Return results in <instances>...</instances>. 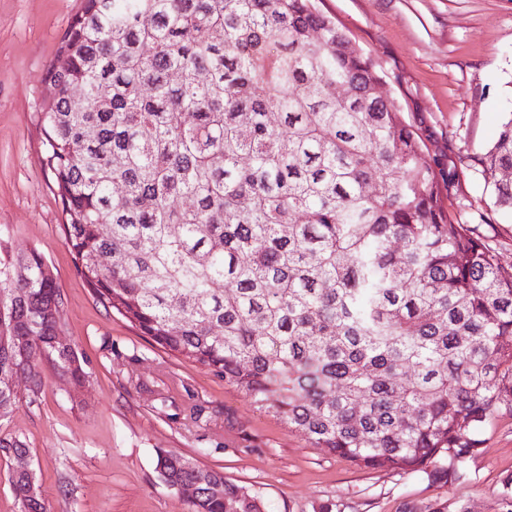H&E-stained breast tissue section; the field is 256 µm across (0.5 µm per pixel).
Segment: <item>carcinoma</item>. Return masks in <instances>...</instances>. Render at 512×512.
Returning a JSON list of instances; mask_svg holds the SVG:
<instances>
[{
	"label": "carcinoma",
	"instance_id": "cac0c4a2",
	"mask_svg": "<svg viewBox=\"0 0 512 512\" xmlns=\"http://www.w3.org/2000/svg\"><path fill=\"white\" fill-rule=\"evenodd\" d=\"M47 79L41 162L97 298L322 452L464 476L512 416V266L454 221L456 163L312 0H83ZM472 162L512 216L511 112ZM61 304L40 253L0 260V418L21 368L35 389L43 362L85 383L83 356L53 345ZM157 469L196 487L191 512H263L221 471ZM9 483L46 512L32 468Z\"/></svg>",
	"mask_w": 512,
	"mask_h": 512
}]
</instances>
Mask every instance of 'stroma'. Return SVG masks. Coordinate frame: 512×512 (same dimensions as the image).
<instances>
[{
  "label": "stroma",
  "mask_w": 512,
  "mask_h": 512,
  "mask_svg": "<svg viewBox=\"0 0 512 512\" xmlns=\"http://www.w3.org/2000/svg\"><path fill=\"white\" fill-rule=\"evenodd\" d=\"M383 77L407 121L453 148L463 193L449 211L480 224L512 266V226L491 209L471 157L512 110V0H315ZM82 0H0V258L32 250L62 293L61 333L90 377L72 389L43 369L0 436L30 451L47 512H189L162 481L157 460L176 455L223 471L257 493L266 512H501L512 476V417L495 418L465 478L366 470L313 447L303 433L257 409L251 396L164 350L103 305L77 273L61 204L40 163L36 112L46 71Z\"/></svg>",
  "instance_id": "35a3bbf8"
}]
</instances>
